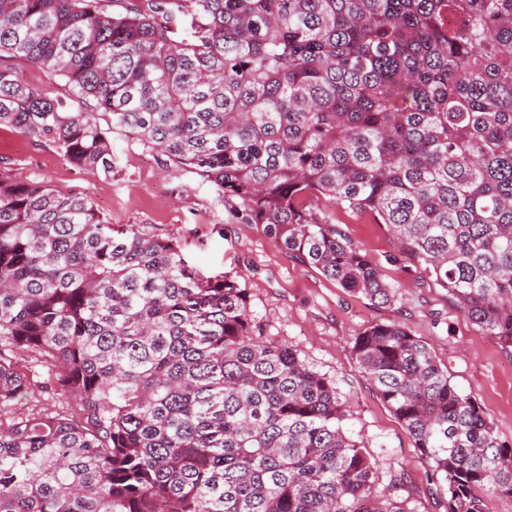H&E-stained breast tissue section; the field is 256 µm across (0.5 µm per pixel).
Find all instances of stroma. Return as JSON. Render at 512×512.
Masks as SVG:
<instances>
[{
	"instance_id": "1",
	"label": "stroma",
	"mask_w": 512,
	"mask_h": 512,
	"mask_svg": "<svg viewBox=\"0 0 512 512\" xmlns=\"http://www.w3.org/2000/svg\"><path fill=\"white\" fill-rule=\"evenodd\" d=\"M23 82L40 83L49 97L83 105L65 80L10 58ZM111 177L72 166L57 147L0 129V166L87 197L111 224H134L149 236L180 245L206 278L236 276L250 296L256 322L268 340L293 344L315 370L331 376L353 411L345 428L381 468L404 467L415 512H445L444 500L427 478L428 467L404 427L357 367V334L375 322L405 323L434 351L452 385L474 396L492 420L499 441L512 446V347L468 320L447 292L400 254L385 225L340 215L346 234L361 242L397 292L394 305H377L341 288L318 269L290 256L263 225L245 223L215 188L145 151L124 131L112 129ZM9 358L28 380L9 415L74 414L75 399L53 383L54 367L23 349Z\"/></svg>"
}]
</instances>
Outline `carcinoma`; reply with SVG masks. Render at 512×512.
<instances>
[{"instance_id": "cac0c4a2", "label": "carcinoma", "mask_w": 512, "mask_h": 512, "mask_svg": "<svg viewBox=\"0 0 512 512\" xmlns=\"http://www.w3.org/2000/svg\"><path fill=\"white\" fill-rule=\"evenodd\" d=\"M3 57L85 110L0 65V127L107 178L106 115L300 263L396 303L329 196L512 347V0H0ZM257 328L236 279L1 167L0 343L51 359L80 415L0 424V512H413L335 380ZM352 355L447 512L512 498V447L406 324ZM26 391L0 348V410ZM2 65L10 66L21 82L40 83L51 98L64 97L69 99L75 112L83 111L84 106L76 97L63 78L45 70H39L26 62L14 58H2Z\"/></svg>"}]
</instances>
